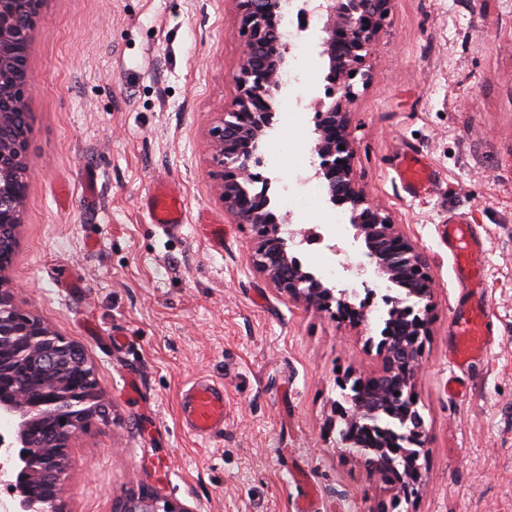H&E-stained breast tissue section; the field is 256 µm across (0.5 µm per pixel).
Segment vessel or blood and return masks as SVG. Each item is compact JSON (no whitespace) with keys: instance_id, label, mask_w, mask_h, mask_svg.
Wrapping results in <instances>:
<instances>
[{"instance_id":"vessel-or-blood-1","label":"vessel or blood","mask_w":512,"mask_h":512,"mask_svg":"<svg viewBox=\"0 0 512 512\" xmlns=\"http://www.w3.org/2000/svg\"><path fill=\"white\" fill-rule=\"evenodd\" d=\"M399 181L410 194L416 195L429 187L434 172L422 155H402L396 162ZM149 216L152 223L168 227L182 222L180 197L155 186L151 189ZM441 238L449 251L463 264L460 300L476 296L478 302L467 312L453 314L448 326L452 337L449 349L455 366L468 365L482 358L493 339L494 323L483 287L485 248L474 227L452 219L441 227ZM183 426L192 434L210 436L224 428V389L208 381L193 383L180 397Z\"/></svg>"}]
</instances>
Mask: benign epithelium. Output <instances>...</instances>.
Listing matches in <instances>:
<instances>
[{
	"mask_svg": "<svg viewBox=\"0 0 512 512\" xmlns=\"http://www.w3.org/2000/svg\"><path fill=\"white\" fill-rule=\"evenodd\" d=\"M244 37L235 93L227 118L209 129L212 178L224 212L236 224H250L257 242L252 266L275 290L288 299L320 311L350 309L347 293L334 294L314 273L302 269L281 236L278 220L264 210L271 204L268 194L251 196L241 179L249 176V156L260 150L272 119L265 118V97L282 87L280 75L288 67V46L275 37L279 29L276 0H236ZM327 20L319 56L328 59L330 80L328 106L317 113L319 134L314 152L320 159L314 177L322 182L333 206L350 205L355 217L353 240L365 248L376 276L398 284L406 296L420 301L432 294L429 258L399 229L390 212L368 201L356 179L350 140V106L354 100V75L361 74L370 46L382 30L390 0H325ZM43 0L35 7L26 0H0V418L18 421L16 444L34 453L21 459L26 478L15 479L17 463L10 453L0 460V477L10 481L20 512H27L43 482L54 485L44 500L45 512H60L57 505L65 478L68 450L74 439L98 418L105 416L94 367L83 349L68 341L32 312L15 302V286L8 272L17 255L20 227L30 192L32 172L28 164L29 135L15 134L20 115L27 111L31 31L41 14ZM430 305L415 311L399 300L387 310L376 347L381 372L372 377L381 399L392 390L413 396L411 387L421 369V351L429 336ZM86 405L74 417L69 431L52 433L33 424L46 409L71 401ZM374 404L346 397L336 405L337 415L353 429L367 425ZM404 431L393 434L380 427L374 439L377 457L369 466L378 476L391 470L393 481L406 494L419 478L417 460L426 447L427 435L417 426L415 404L403 407ZM113 512H189L182 504L147 487L113 504Z\"/></svg>",
	"mask_w": 512,
	"mask_h": 512,
	"instance_id": "benign-epithelium-1",
	"label": "benign epithelium"
}]
</instances>
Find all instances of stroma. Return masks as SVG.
Returning a JSON list of instances; mask_svg holds the SVG:
<instances>
[{
    "label": "stroma",
    "mask_w": 512,
    "mask_h": 512,
    "mask_svg": "<svg viewBox=\"0 0 512 512\" xmlns=\"http://www.w3.org/2000/svg\"><path fill=\"white\" fill-rule=\"evenodd\" d=\"M239 30L235 0H46L32 32L34 176L9 278L21 307L85 350L106 404L69 451L62 512H112L143 486L190 512H296L308 487L316 512H512V0H392L351 108L360 186L430 259L414 387L427 445L407 498L334 423L340 380L381 369L367 346L380 312L354 326L279 295L250 263L252 227L213 192L208 130L233 99ZM323 36L299 49L301 82L273 95L311 144L313 102L328 95ZM279 135L265 137L260 172L282 187L295 174ZM406 153L435 172L416 197L394 171ZM156 182L181 191V229L151 223ZM278 210L325 236L300 253L306 270L333 244L366 263L351 224L327 222L349 206L319 190ZM453 218L481 235L495 327L486 359L462 370L448 361L460 285L438 235ZM115 331L128 346L110 345ZM452 374L462 398L448 395ZM198 379L224 386V429L209 438L179 422Z\"/></svg>",
    "instance_id": "obj_1"
}]
</instances>
